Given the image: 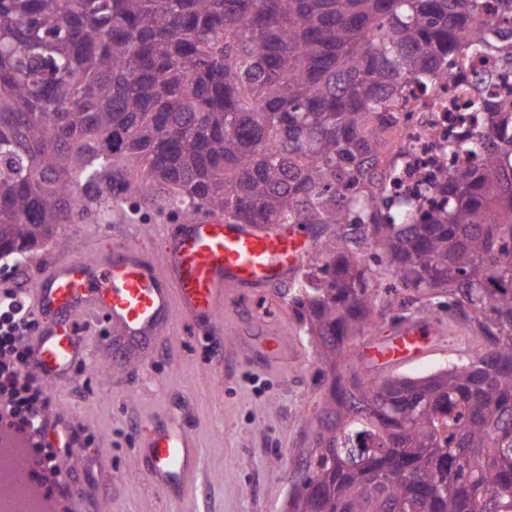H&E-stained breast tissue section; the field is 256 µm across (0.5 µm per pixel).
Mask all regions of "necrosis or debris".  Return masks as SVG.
<instances>
[{"mask_svg":"<svg viewBox=\"0 0 512 512\" xmlns=\"http://www.w3.org/2000/svg\"><path fill=\"white\" fill-rule=\"evenodd\" d=\"M473 83L411 86L396 113L397 136L391 150L404 162L399 182L391 193L418 196L424 205L436 201V187L448 176L455 161L448 155V139L461 133H478L485 125L483 112L472 108L473 89L495 99L512 93V80H497V55H476L469 59Z\"/></svg>","mask_w":512,"mask_h":512,"instance_id":"1","label":"necrosis or debris"}]
</instances>
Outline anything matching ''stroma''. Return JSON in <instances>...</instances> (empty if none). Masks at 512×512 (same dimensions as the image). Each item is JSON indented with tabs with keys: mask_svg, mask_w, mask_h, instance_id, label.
Returning a JSON list of instances; mask_svg holds the SVG:
<instances>
[{
	"mask_svg": "<svg viewBox=\"0 0 512 512\" xmlns=\"http://www.w3.org/2000/svg\"><path fill=\"white\" fill-rule=\"evenodd\" d=\"M182 218L179 209L140 207L133 200L94 205L24 264L0 256V292L27 290L55 254H89L111 242L135 241L160 252L162 238ZM277 338L283 361L260 364L250 351L263 336ZM460 335L400 367L410 377L430 375L462 354ZM221 363V376L210 366ZM335 372L323 364L317 340L306 335L288 304V288L261 299L232 302L223 328L186 324L160 335L149 365L113 364L103 337L71 385L48 394L49 424L75 436L63 457L72 512H288L297 467L313 445V426ZM179 418L198 447V476L175 500L146 479L136 446L143 424Z\"/></svg>",
	"mask_w": 512,
	"mask_h": 512,
	"instance_id": "stroma-1",
	"label": "stroma"
}]
</instances>
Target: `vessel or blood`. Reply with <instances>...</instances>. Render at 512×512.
I'll list each match as a JSON object with an SVG mask.
<instances>
[{
  "label": "vessel or blood",
  "instance_id": "b4317fda",
  "mask_svg": "<svg viewBox=\"0 0 512 512\" xmlns=\"http://www.w3.org/2000/svg\"><path fill=\"white\" fill-rule=\"evenodd\" d=\"M308 251L307 234L295 227L238 224L211 213L175 225L158 258L130 242L90 256H53L31 289L37 315L48 320L33 341L32 366L49 388L67 387L97 340L98 322L116 333L114 362L148 361L162 331L200 316L223 325L231 300L287 282ZM442 333L437 323L410 320L357 354L374 373L427 356ZM138 451L149 483L161 491L180 490L196 472L195 440L177 423L144 427Z\"/></svg>",
  "mask_w": 512,
  "mask_h": 512
}]
</instances>
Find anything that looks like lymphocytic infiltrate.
Wrapping results in <instances>:
<instances>
[{
    "label": "lymphocytic infiltrate",
    "instance_id": "lymphocytic-infiltrate-1",
    "mask_svg": "<svg viewBox=\"0 0 512 512\" xmlns=\"http://www.w3.org/2000/svg\"><path fill=\"white\" fill-rule=\"evenodd\" d=\"M40 328L23 293H0V433L25 440L35 483L57 507L67 492L60 481L63 457L60 447L47 439L46 383L30 370V338Z\"/></svg>",
    "mask_w": 512,
    "mask_h": 512
}]
</instances>
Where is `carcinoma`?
<instances>
[{"instance_id": "obj_1", "label": "carcinoma", "mask_w": 512, "mask_h": 512, "mask_svg": "<svg viewBox=\"0 0 512 512\" xmlns=\"http://www.w3.org/2000/svg\"><path fill=\"white\" fill-rule=\"evenodd\" d=\"M483 0H0V254L23 263L111 196L336 245L288 288L339 368L375 309L478 342L434 374L337 378L292 512H512V98L472 104L479 156L441 205L384 195L406 88L512 58ZM139 162L144 174L130 177ZM396 282L373 288L369 250Z\"/></svg>"}]
</instances>
